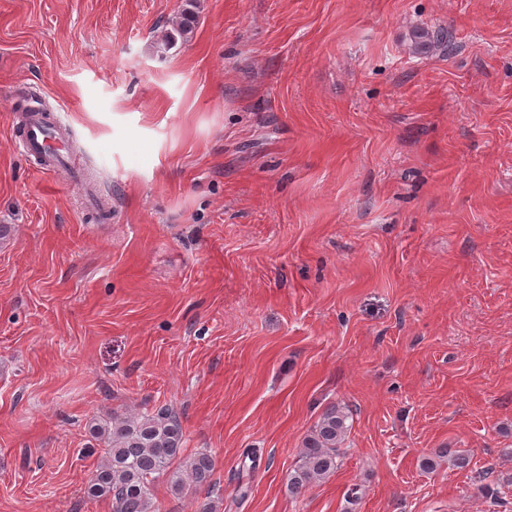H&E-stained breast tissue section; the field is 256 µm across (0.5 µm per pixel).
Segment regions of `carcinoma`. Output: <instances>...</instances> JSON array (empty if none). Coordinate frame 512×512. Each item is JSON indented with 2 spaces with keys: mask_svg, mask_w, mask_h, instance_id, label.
I'll list each match as a JSON object with an SVG mask.
<instances>
[{
  "mask_svg": "<svg viewBox=\"0 0 512 512\" xmlns=\"http://www.w3.org/2000/svg\"><path fill=\"white\" fill-rule=\"evenodd\" d=\"M194 7L196 2L192 0L190 9L181 13L174 27L182 37L191 34L197 24ZM445 44L441 29L423 27L412 32V47L417 54H428ZM350 417L345 407L331 405L325 409L305 438L299 464L288 473L289 493L298 495L336 470ZM90 433L105 437L108 448L89 479L87 494L111 498L113 512H156L152 490L163 477L176 493L190 485L215 487L212 455L199 452L182 466H174L181 455L184 432L169 406L138 415H114L103 425L93 422Z\"/></svg>",
  "mask_w": 512,
  "mask_h": 512,
  "instance_id": "carcinoma-1",
  "label": "carcinoma"
}]
</instances>
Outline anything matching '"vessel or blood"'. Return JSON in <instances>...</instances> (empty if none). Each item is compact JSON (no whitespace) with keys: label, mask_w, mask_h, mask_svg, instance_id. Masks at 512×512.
Instances as JSON below:
<instances>
[{"label":"vessel or blood","mask_w":512,"mask_h":512,"mask_svg":"<svg viewBox=\"0 0 512 512\" xmlns=\"http://www.w3.org/2000/svg\"><path fill=\"white\" fill-rule=\"evenodd\" d=\"M62 119L47 121L41 113H30L16 147L23 154L38 158V169L45 174L57 173L66 166V152L61 133Z\"/></svg>","instance_id":"1"}]
</instances>
